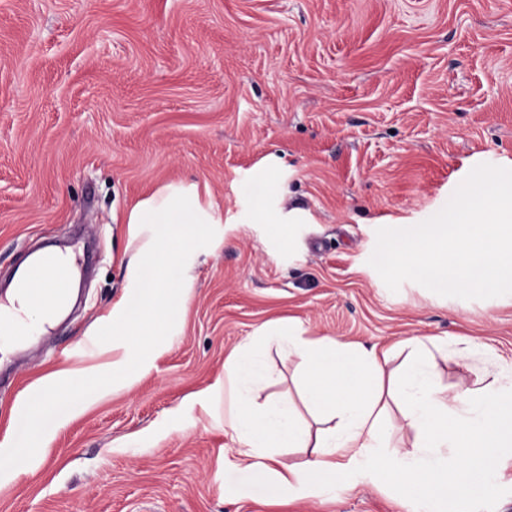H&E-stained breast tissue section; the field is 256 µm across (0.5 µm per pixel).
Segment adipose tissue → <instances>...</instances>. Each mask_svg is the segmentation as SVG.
<instances>
[{"label": "adipose tissue", "mask_w": 512, "mask_h": 512, "mask_svg": "<svg viewBox=\"0 0 512 512\" xmlns=\"http://www.w3.org/2000/svg\"><path fill=\"white\" fill-rule=\"evenodd\" d=\"M221 221L208 189L196 182L168 183L129 210L128 234L137 249L127 266L126 294L102 330L112 339L113 388L131 385L156 354L143 335H171L173 320L191 297L207 227ZM29 263L37 274L14 278L0 305V350L6 352L55 325L74 302L70 287L60 301L52 300L53 269L44 256ZM262 335L299 358L302 398L323 422L310 431L290 402L260 399L256 382L263 364L252 344L232 353L224 374L233 399L224 418L237 446L232 464L269 477L276 494L319 496L361 468L392 472L421 512H447L496 480L512 454V369L484 387L451 393L414 338L400 342L407 361L392 376L386 372L388 348L354 350L333 338H308L291 322L270 323ZM392 401L415 433L411 447L388 445L383 420ZM279 448H306L310 455L291 466L277 459Z\"/></svg>", "instance_id": "obj_1"}]
</instances>
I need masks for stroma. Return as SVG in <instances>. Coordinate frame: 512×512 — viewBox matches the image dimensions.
<instances>
[{
    "instance_id": "obj_1",
    "label": "stroma",
    "mask_w": 512,
    "mask_h": 512,
    "mask_svg": "<svg viewBox=\"0 0 512 512\" xmlns=\"http://www.w3.org/2000/svg\"><path fill=\"white\" fill-rule=\"evenodd\" d=\"M512 168V0H0V287L48 243L95 258L70 315L0 359V512H410L394 477L269 497L224 462L230 350L277 320L363 347L437 338L449 389L512 367V294L390 291L381 227L440 211L478 164ZM224 214L177 333L102 392L135 253L123 218L174 182ZM298 224H255L257 202ZM264 392L298 360L263 348ZM82 369L68 393L46 374Z\"/></svg>"
}]
</instances>
